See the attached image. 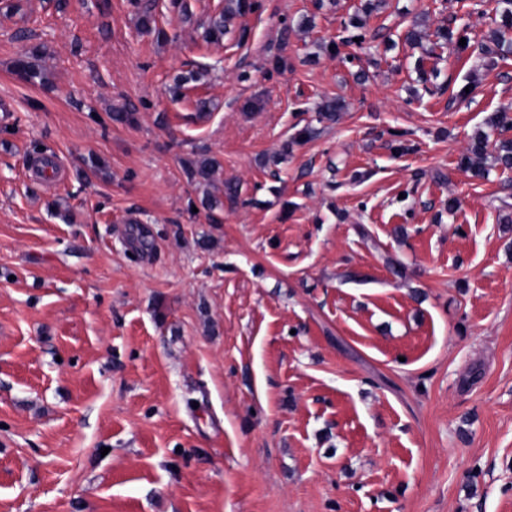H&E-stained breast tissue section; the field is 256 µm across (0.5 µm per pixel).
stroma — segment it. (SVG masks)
Returning a JSON list of instances; mask_svg holds the SVG:
<instances>
[{"label":"stroma","instance_id":"35a3bbf8","mask_svg":"<svg viewBox=\"0 0 512 512\" xmlns=\"http://www.w3.org/2000/svg\"><path fill=\"white\" fill-rule=\"evenodd\" d=\"M166 2L162 39L131 0H0V512H512V170L459 166L512 138L496 0H385L335 55L360 0H260L218 45L224 0ZM454 14L467 50L404 41ZM41 54L38 49L29 51L24 56L18 58L14 63V71L16 75L29 83H45L46 77L39 68L38 60ZM486 143L482 134L475 137L469 151L461 160V164L475 176L484 177L488 172L485 167ZM219 164L213 158L201 156L194 163L187 164L186 174L188 179L199 184H213L214 177L219 171Z\"/></svg>","mask_w":512,"mask_h":512}]
</instances>
